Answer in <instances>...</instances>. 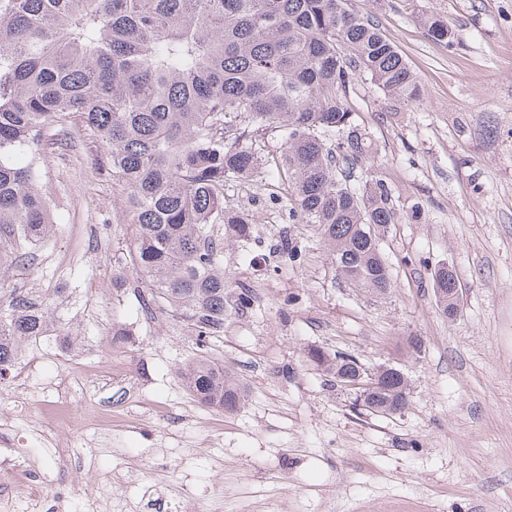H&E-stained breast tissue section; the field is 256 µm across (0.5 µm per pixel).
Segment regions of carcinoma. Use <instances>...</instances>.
Listing matches in <instances>:
<instances>
[{"mask_svg":"<svg viewBox=\"0 0 512 512\" xmlns=\"http://www.w3.org/2000/svg\"><path fill=\"white\" fill-rule=\"evenodd\" d=\"M424 25L453 44L442 18ZM366 80L391 98L419 96L395 45L349 0H0V265L20 262L50 231L36 171L14 156L37 153L43 131L75 114L129 191L132 271L198 340L224 329L230 288L211 226L250 232L248 218L224 205V187L261 178L268 160L254 140L268 131L284 140L275 166L288 173L291 211L317 227L344 279L386 292L379 236L398 215L382 182L350 184L371 148L348 107ZM457 287L452 270L434 269L447 315ZM54 330L49 307L0 295V376L19 342ZM331 369L352 378L357 359L342 354ZM180 375L207 407L232 412L244 400L238 379L207 356ZM378 383L364 403L406 405L400 370Z\"/></svg>","mask_w":512,"mask_h":512,"instance_id":"cac0c4a2","label":"carcinoma"}]
</instances>
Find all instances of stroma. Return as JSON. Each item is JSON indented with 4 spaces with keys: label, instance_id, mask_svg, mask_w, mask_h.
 Here are the masks:
<instances>
[{
    "label": "stroma",
    "instance_id": "obj_1",
    "mask_svg": "<svg viewBox=\"0 0 512 512\" xmlns=\"http://www.w3.org/2000/svg\"><path fill=\"white\" fill-rule=\"evenodd\" d=\"M350 4L421 91L407 104L364 83L348 100L372 141L354 183L382 181L401 217L380 238L385 294L343 281L288 198L234 181L225 202L252 234L212 227L231 293L223 332L198 343L120 262L132 215L102 145L75 117L46 131L37 185L51 234L0 287L50 303L56 329L19 346L24 385L0 382V460L47 473L60 512L109 493L115 512H512V0ZM425 14L448 21L453 46L428 35ZM443 262L459 281L452 319L432 288ZM202 349L243 385L236 411L200 404L180 377ZM317 351L400 369L406 408L362 410ZM63 403L109 406L112 423L60 426Z\"/></svg>",
    "mask_w": 512,
    "mask_h": 512
}]
</instances>
